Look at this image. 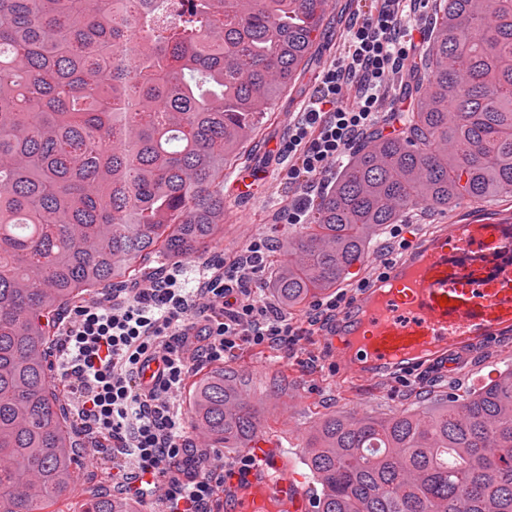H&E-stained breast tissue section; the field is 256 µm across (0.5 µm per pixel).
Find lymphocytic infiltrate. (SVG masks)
<instances>
[{"instance_id":"obj_1","label":"lymphocytic infiltrate","mask_w":512,"mask_h":512,"mask_svg":"<svg viewBox=\"0 0 512 512\" xmlns=\"http://www.w3.org/2000/svg\"><path fill=\"white\" fill-rule=\"evenodd\" d=\"M350 16L338 58L323 67L308 101L288 124L278 156L288 163L284 224H303L312 193L328 186L352 146L378 127L388 86L402 73L412 41L402 39L413 0H376ZM269 237L250 239L230 263L195 287L176 273L113 289L61 320L62 375L79 401L83 429L115 454L120 488L161 492L169 512H208L217 471L193 472L185 420L175 404L191 366L223 359L240 345L274 348L299 331L264 298ZM157 371L143 382L149 364Z\"/></svg>"}]
</instances>
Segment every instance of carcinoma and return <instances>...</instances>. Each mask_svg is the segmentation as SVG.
Segmentation results:
<instances>
[{"instance_id": "cac0c4a2", "label": "carcinoma", "mask_w": 512, "mask_h": 512, "mask_svg": "<svg viewBox=\"0 0 512 512\" xmlns=\"http://www.w3.org/2000/svg\"><path fill=\"white\" fill-rule=\"evenodd\" d=\"M0 0V512L71 493L76 455L101 442L70 422L53 377L58 316L142 263L207 251L224 233V170L305 69L331 0ZM408 62L405 131L368 135L311 202L310 224L270 259L283 308L345 281L373 238L418 209L512 197V0H436ZM140 15L143 28L131 31ZM142 50L109 89L116 39ZM123 97L134 112H117ZM249 378L193 383L210 448L257 442ZM316 512H512V368L421 412H337L304 438ZM96 492L84 512H138Z\"/></svg>"}]
</instances>
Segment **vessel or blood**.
<instances>
[{"instance_id":"vessel-or-blood-1","label":"vessel or blood","mask_w":512,"mask_h":512,"mask_svg":"<svg viewBox=\"0 0 512 512\" xmlns=\"http://www.w3.org/2000/svg\"><path fill=\"white\" fill-rule=\"evenodd\" d=\"M512 234L508 223L472 220L437 224L406 254L380 269L343 309L342 335H357L354 359L333 346L332 362L340 379L377 380L421 367L455 353L475 350L512 330V267L502 266L486 282L455 274L449 253L480 247L499 250ZM294 476L280 467L277 480L253 490L250 512H267L271 500L288 512H307L293 495Z\"/></svg>"}]
</instances>
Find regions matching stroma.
Instances as JSON below:
<instances>
[{"instance_id": "obj_1", "label": "stroma", "mask_w": 512, "mask_h": 512, "mask_svg": "<svg viewBox=\"0 0 512 512\" xmlns=\"http://www.w3.org/2000/svg\"><path fill=\"white\" fill-rule=\"evenodd\" d=\"M341 15H328L324 35L316 41L315 52L294 90L282 92L261 121L253 140L244 144L248 166L260 177L253 195L246 200H224V237L207 253L196 255L194 262L182 263V279L194 286L205 266L232 261L244 244L262 234L283 241L295 232L292 224H281L277 215L288 193L287 169L278 159V147L288 133V121L300 111L303 101L315 85L325 64L340 48L350 13L368 9L370 0H337ZM512 210V198L494 197L483 204L464 202L451 211L424 209L404 217L408 240L434 224H449L471 218L496 217ZM453 368L432 369L396 381L343 383L327 357L322 336L312 334L290 348L254 349L243 347L227 354L225 369L245 374L250 380L251 395L261 408V441L283 457L300 479L295 490L310 498L316 483L303 461L302 437L320 417L336 411L347 415L385 416L396 410L430 407L442 395L465 392L479 387L494 370L512 366V334L502 336L496 345L477 352L453 356ZM288 379L286 392L274 386L277 377ZM224 466V481L216 488L211 512H245V486H260L271 480L272 471L256 468L248 483H239L237 464L255 457L252 448L219 449Z\"/></svg>"}]
</instances>
